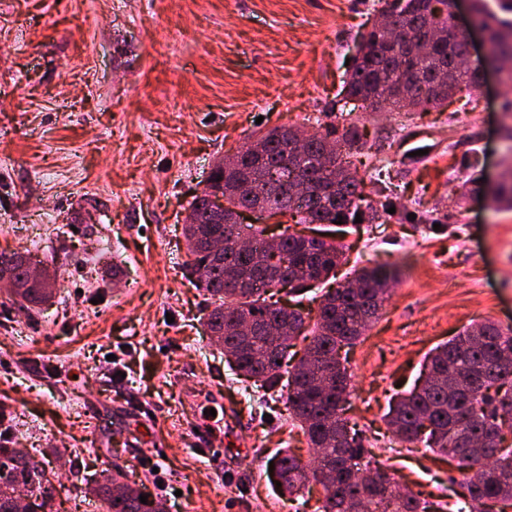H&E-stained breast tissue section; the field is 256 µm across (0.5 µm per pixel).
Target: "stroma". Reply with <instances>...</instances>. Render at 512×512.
<instances>
[{
    "label": "stroma",
    "mask_w": 512,
    "mask_h": 512,
    "mask_svg": "<svg viewBox=\"0 0 512 512\" xmlns=\"http://www.w3.org/2000/svg\"><path fill=\"white\" fill-rule=\"evenodd\" d=\"M374 0H0V252L38 256L40 309L0 282V420L53 449L56 512H105L85 480L113 467L162 512H315L272 484L279 449L311 450L281 400L248 390L211 340V296L183 219L215 161L262 129L343 128L332 106ZM512 84L426 112L348 102L372 157L376 224L349 226L353 266L385 262L389 298L350 353V412L402 489L456 502L454 461L395 444L382 417L428 353L464 327L512 325V211L483 191L512 163ZM108 241L94 262L90 243ZM215 409L222 456L187 421Z\"/></svg>",
    "instance_id": "35a3bbf8"
}]
</instances>
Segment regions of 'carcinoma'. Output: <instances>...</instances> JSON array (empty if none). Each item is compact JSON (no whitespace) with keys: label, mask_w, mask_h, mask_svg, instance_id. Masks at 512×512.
Here are the masks:
<instances>
[{"label":"carcinoma","mask_w":512,"mask_h":512,"mask_svg":"<svg viewBox=\"0 0 512 512\" xmlns=\"http://www.w3.org/2000/svg\"><path fill=\"white\" fill-rule=\"evenodd\" d=\"M472 4L490 60H511L512 20L489 11L485 0ZM399 23L414 39L448 32V18L436 14L432 0H404ZM466 51L463 35L443 39L422 59L371 47L353 60L343 91L374 112L437 108L479 87L480 69L458 65ZM301 133L296 126H276L250 138L227 156L230 166L216 169L207 188L189 203L184 237L190 267L215 299L207 326L232 357V369L256 388L278 395L309 447L319 453L317 469L287 450L277 454L274 468L283 490L292 494L310 483L320 485L323 497L316 512H444L447 505L404 493L395 479L366 483L359 476L358 465L370 451L345 417L351 380L341 351L352 347L382 313L390 271L377 264L338 275L345 261L343 226L355 223L357 216L371 223L380 219L376 209L362 206L363 179L347 158V151L360 148L356 126L344 128L337 138L327 132L305 143ZM286 167L304 185L297 197L281 183ZM489 193L501 208L512 210V166ZM218 194L224 199L222 214L208 204ZM259 202L261 219L289 216L299 224L328 225L340 219L342 227L313 235L283 232L271 245L264 229L239 222ZM214 239L224 241L219 259L209 248ZM5 268L18 284L16 297L23 307L33 309L50 299L48 289L56 282L30 278L23 257L0 252V271ZM332 278L336 286L322 289L313 317L269 301L275 290L295 296ZM303 334L311 341L291 365L292 344L284 343L283 336L292 341ZM385 420L400 442L457 461L460 486L466 490L458 512H493L496 503H512V444H505L504 433L512 429V328L486 321L434 348L422 383L399 396ZM15 483L53 509L55 487L45 458L0 433V512H19L4 491ZM84 492L102 499L107 512H156L157 502L141 503L143 491L131 485L116 494L111 482H87Z\"/></svg>","instance_id":"obj_1"}]
</instances>
